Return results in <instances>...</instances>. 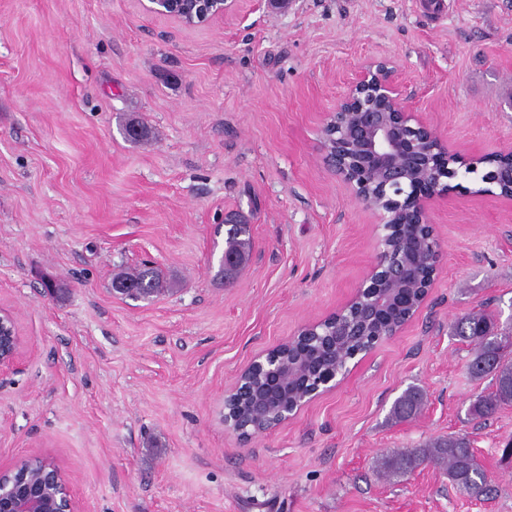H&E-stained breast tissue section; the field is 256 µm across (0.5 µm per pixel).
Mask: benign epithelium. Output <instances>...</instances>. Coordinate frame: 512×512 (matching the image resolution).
Returning a JSON list of instances; mask_svg holds the SVG:
<instances>
[{
  "label": "benign epithelium",
  "instance_id": "benign-epithelium-1",
  "mask_svg": "<svg viewBox=\"0 0 512 512\" xmlns=\"http://www.w3.org/2000/svg\"><path fill=\"white\" fill-rule=\"evenodd\" d=\"M236 0H147L146 11L185 27H205L224 16ZM328 165L352 190L363 207L382 219L375 235L377 259L365 283L338 312L305 325L298 336H358L363 329L347 322L349 314L368 308L365 325L397 307L409 311L403 321L374 335L373 343L397 335L421 310L434 283L439 251L430 210L459 169L469 173L494 161L483 186L474 194L512 200V146L493 154L467 156L448 147L421 113L406 105L399 85L384 61L367 64L328 114L322 129ZM427 267L419 296L408 294V281ZM284 340L241 370L224 393V424L248 438L287 423L319 391L339 384L340 372L323 373L315 389L303 392L290 383L295 364L281 350ZM23 344L13 317L0 310V369L14 367ZM264 409L275 421L250 432L239 428L229 412ZM0 512H82L61 468L30 454L0 467Z\"/></svg>",
  "mask_w": 512,
  "mask_h": 512
}]
</instances>
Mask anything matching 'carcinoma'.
I'll return each mask as SVG.
<instances>
[{
  "label": "carcinoma",
  "instance_id": "carcinoma-1",
  "mask_svg": "<svg viewBox=\"0 0 512 512\" xmlns=\"http://www.w3.org/2000/svg\"><path fill=\"white\" fill-rule=\"evenodd\" d=\"M249 225L232 224L224 239V255H232L236 262L222 266L224 277H231L249 258L251 252ZM118 290H126L131 296H153L162 289V281L156 271L145 267L132 274L113 279ZM453 335L472 346L471 374L477 379L492 377L494 388L473 402L470 413L475 418L493 417L502 407L512 404V343L505 337L512 336V326L502 330L490 314L478 312L466 314L453 324ZM371 337L357 336L348 345L336 349V369L345 365L350 351L362 350ZM425 403V394L409 388L395 401L392 419L398 422L417 417ZM420 463H431L443 468L448 480L459 490L475 497L488 494L489 486L483 478L482 467L477 461L466 435H451L423 443L417 448L394 450L381 458L380 468L389 479H400L413 471Z\"/></svg>",
  "mask_w": 512,
  "mask_h": 512
}]
</instances>
